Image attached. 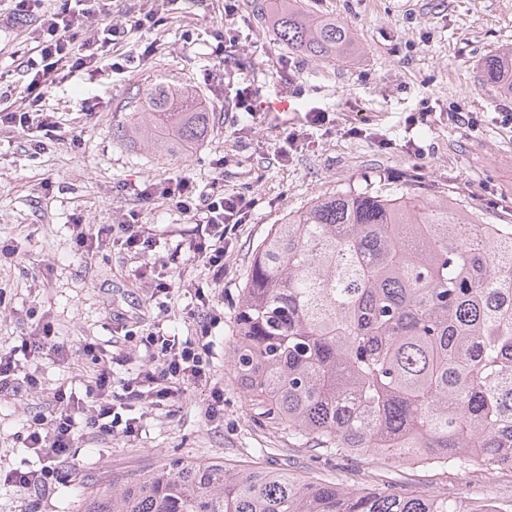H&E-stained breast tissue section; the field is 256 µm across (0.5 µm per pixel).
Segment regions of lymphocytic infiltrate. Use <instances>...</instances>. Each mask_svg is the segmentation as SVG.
I'll return each instance as SVG.
<instances>
[{"label": "lymphocytic infiltrate", "mask_w": 512, "mask_h": 512, "mask_svg": "<svg viewBox=\"0 0 512 512\" xmlns=\"http://www.w3.org/2000/svg\"><path fill=\"white\" fill-rule=\"evenodd\" d=\"M41 2L12 0L13 17L33 19L36 46L33 56L22 63L27 77L24 88L27 107L22 111L1 109L0 123L24 131L35 128L49 139L59 129L54 113L42 109L45 88L52 77L67 69L97 72L103 58L117 48L122 51L120 59L124 64L135 63V56L122 50L129 31L157 26L159 20L156 12H142L123 23L103 27L93 38L79 44L75 41L78 32L85 29L93 16L109 12L112 0H63L62 7L54 12L42 11ZM134 193L140 198L156 197L175 204L195 226L193 236L186 241L188 250L216 276H223L226 227L241 222L252 205L251 198L241 192H224L218 186L201 190L186 174L161 183L144 184L135 188ZM73 230L77 244L89 254L116 243L142 256L156 251L160 245L155 234L142 224L139 212L134 210L119 224H77ZM211 320V314L198 315L194 335L182 340L158 331L147 333L143 344L148 369L117 385L112 382L111 360L99 357L94 343H85L83 353L90 356L94 368L84 381L83 393H76L67 384H59L52 392L49 412L35 417L29 426L26 447L41 461V469L16 468L6 471L0 479L21 491L45 493L56 475L55 463L67 460L77 439L90 431L113 430L111 416L116 403L136 400L148 407L160 408L174 401L183 386L199 385L208 380ZM49 353L60 360L70 356L69 348L48 322L22 337L19 345L1 351L0 393L19 394L37 389L40 381L34 372L26 369L24 361Z\"/></svg>", "instance_id": "f902f5d3"}]
</instances>
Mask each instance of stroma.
Returning a JSON list of instances; mask_svg holds the SVG:
<instances>
[{
	"instance_id": "obj_1",
	"label": "stroma",
	"mask_w": 512,
	"mask_h": 512,
	"mask_svg": "<svg viewBox=\"0 0 512 512\" xmlns=\"http://www.w3.org/2000/svg\"><path fill=\"white\" fill-rule=\"evenodd\" d=\"M0 0V73L22 84L21 61L34 47L33 27L14 20ZM277 0H240L237 28L248 38L240 63L266 102L288 101L289 111L256 115L232 110L238 80L225 73L214 49L223 41L224 0H112L93 28L124 21L126 13L156 10L161 26L132 34L128 48L141 61L128 69L76 71L46 88L45 107L61 122L58 137L32 154L28 136L0 127V241L17 246L21 259H0V349L19 343L35 327L29 308L52 322L70 346L69 361L41 358L36 392L0 395V465L22 470L41 463L24 446L27 427L44 411L59 382L82 389L89 370L81 349L93 340L116 360L115 378L141 370L139 335L161 328L193 335L191 291L203 289L219 323L211 333L212 380L224 389V416L208 421L207 386L188 387L174 410L150 409L142 433L75 442L48 492L37 498L0 484V512H83L85 497L101 476L125 479L172 458L194 462H251L289 467L303 479L349 489H388L448 498L464 512L480 505L512 512V474L481 463L462 472L368 456L312 461L288 446L283 430L258 428L230 366L234 311L253 252L272 225L334 191L400 188L421 196L461 195L475 219L512 224V130L500 122L512 113V96L481 84L482 62L512 46V0H301L313 18L347 24L353 47L325 63L280 44L266 19ZM300 71V83L276 78L284 62ZM155 82L192 85L216 114L202 144L176 154L145 149L114 135L124 99ZM96 98V112L83 102ZM328 112L330 122L310 128L305 115ZM471 112L477 124H451L449 113ZM305 139L292 162L281 164L274 147L290 131ZM223 169H215V160ZM199 187L220 184L243 192L256 205L245 223L224 237V277L181 243L192 224L175 206L139 199L130 187L176 175ZM162 241L160 254L172 274L167 313L150 302V290L131 271L139 261L120 245L89 256L76 245L77 224H116L128 210ZM134 333L125 339L118 325Z\"/></svg>"
}]
</instances>
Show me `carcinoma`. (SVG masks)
<instances>
[{
  "instance_id": "carcinoma-1",
  "label": "carcinoma",
  "mask_w": 512,
  "mask_h": 512,
  "mask_svg": "<svg viewBox=\"0 0 512 512\" xmlns=\"http://www.w3.org/2000/svg\"><path fill=\"white\" fill-rule=\"evenodd\" d=\"M300 0L268 17L279 41L323 61L348 27ZM484 81L512 96V47ZM115 132L157 152L203 143L214 112L195 89L129 92ZM456 196L336 191L272 225L235 312L232 370L262 429L312 457L346 453L512 473V224H477ZM84 512H461L446 498L347 490L288 469L173 459L105 477Z\"/></svg>"
}]
</instances>
